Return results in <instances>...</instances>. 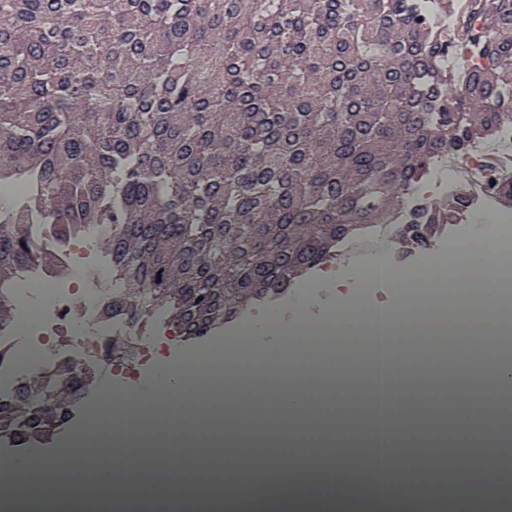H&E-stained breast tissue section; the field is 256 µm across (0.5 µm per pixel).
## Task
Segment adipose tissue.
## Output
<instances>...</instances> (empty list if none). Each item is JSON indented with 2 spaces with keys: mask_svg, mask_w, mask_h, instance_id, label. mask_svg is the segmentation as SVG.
I'll list each match as a JSON object with an SVG mask.
<instances>
[{
  "mask_svg": "<svg viewBox=\"0 0 512 512\" xmlns=\"http://www.w3.org/2000/svg\"><path fill=\"white\" fill-rule=\"evenodd\" d=\"M405 241L397 236L383 240L358 264L353 284L325 272L332 305L328 310L336 336L332 358L320 357L309 346L313 324L308 316L287 318L263 314L241 333V344L224 348L223 377L212 376L210 360L202 352L182 356L159 355L156 377L147 397L120 388L112 399L113 413L102 426L87 422L80 435L95 450L93 458H77L71 470L57 467L54 456L23 478L46 487H94L92 512H224L229 485L241 475L263 470L276 490L286 492L289 507L310 499H340L349 472L359 480L350 512H421L427 488L447 482L448 471L435 466L432 449L467 457L480 451L474 482L481 487L512 486V468L501 465L503 443L490 426L512 401V366L499 362L488 343L497 307L487 300L480 309L460 306L449 313L462 347L458 362L479 368L476 384L449 382L429 391L427 398L407 392L405 377L415 372L432 377L447 367L443 353L421 348L434 313L429 304L412 308L403 303L377 306L370 291L383 283L394 293L407 284L437 287L439 271L417 272L396 265L395 254ZM457 263L448 274L462 287L489 292L494 277L496 246L458 244ZM385 332L381 386L361 381L357 370L365 360L356 339ZM478 392V400L463 405L461 393ZM224 405V417L210 437L201 436L197 423L207 417L213 403ZM449 410L453 431L429 430L430 417ZM224 444L237 450L235 461L224 465L221 482L198 459L200 449ZM419 448L417 457L395 463L402 449ZM357 465L348 470L346 454ZM218 484L211 497L185 505L179 495L184 486ZM413 487V496L397 494L399 486ZM134 486L137 499L121 502L116 491Z\"/></svg>",
  "mask_w": 512,
  "mask_h": 512,
  "instance_id": "obj_1",
  "label": "adipose tissue"
}]
</instances>
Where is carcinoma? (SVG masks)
<instances>
[{
  "label": "carcinoma",
  "mask_w": 512,
  "mask_h": 512,
  "mask_svg": "<svg viewBox=\"0 0 512 512\" xmlns=\"http://www.w3.org/2000/svg\"><path fill=\"white\" fill-rule=\"evenodd\" d=\"M0 0V285L55 268L28 218L111 225L104 315L203 339L387 224L440 157L512 119V0ZM396 233L426 247L455 213ZM0 399V430L16 428ZM26 429L53 420L28 411Z\"/></svg>",
  "instance_id": "1"
}]
</instances>
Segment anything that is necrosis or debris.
I'll list each match as a JSON object with an SVG mask.
<instances>
[{
    "instance_id": "4bbe7bcc",
    "label": "necrosis or debris",
    "mask_w": 512,
    "mask_h": 512,
    "mask_svg": "<svg viewBox=\"0 0 512 512\" xmlns=\"http://www.w3.org/2000/svg\"><path fill=\"white\" fill-rule=\"evenodd\" d=\"M512 171V120L501 124L496 140L475 153L448 156L430 171L428 183L434 193L448 196L466 190L471 199L468 209L450 224L442 243L445 257H452L459 240L472 238L483 243L506 236L512 237V214L494 210L496 201L492 184ZM486 217V225L470 232L471 224ZM31 240L53 252L58 273L39 266L22 269L12 284L11 293L21 310L9 331L0 333V398L9 399L16 384L32 373H43L64 360L75 366L78 381L92 384L97 403L89 418L107 421L112 414V386L96 377L97 365L109 358L112 335L122 331L139 343H146L144 329L122 320L103 321L100 308L112 280V256L99 249L97 242L108 234L107 226L94 233L59 242L53 225L33 221L29 224ZM494 298L498 317L491 338L500 361L512 363V248L501 256L494 273ZM425 299L437 317L427 329L425 347L441 349L450 363L436 373L438 384L453 377L476 380L478 371L460 369L453 361L458 344L455 328L448 322V310L462 303L477 307L483 294L468 288L440 285L431 291H419L407 297V304Z\"/></svg>"
}]
</instances>
